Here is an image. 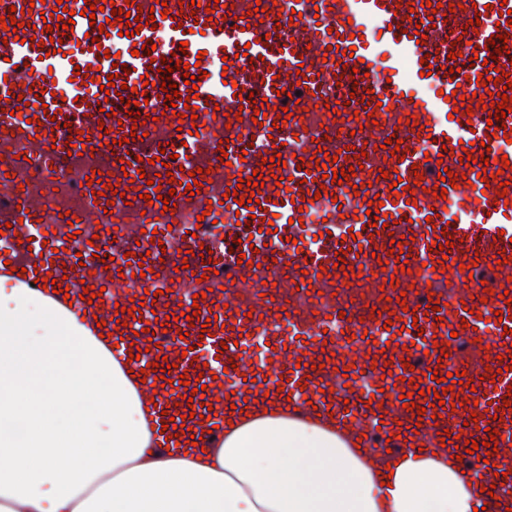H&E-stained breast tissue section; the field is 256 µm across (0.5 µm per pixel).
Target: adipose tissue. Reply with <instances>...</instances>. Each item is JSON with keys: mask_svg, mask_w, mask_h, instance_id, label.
I'll use <instances>...</instances> for the list:
<instances>
[{"mask_svg": "<svg viewBox=\"0 0 512 512\" xmlns=\"http://www.w3.org/2000/svg\"><path fill=\"white\" fill-rule=\"evenodd\" d=\"M225 416L216 443L154 451L138 374L58 302L0 286V512H473L448 456L384 474L322 414Z\"/></svg>", "mask_w": 512, "mask_h": 512, "instance_id": "1", "label": "adipose tissue"}]
</instances>
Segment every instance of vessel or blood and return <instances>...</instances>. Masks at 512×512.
Wrapping results in <instances>:
<instances>
[{
    "label": "vessel or blood",
    "instance_id": "vessel-or-blood-1",
    "mask_svg": "<svg viewBox=\"0 0 512 512\" xmlns=\"http://www.w3.org/2000/svg\"><path fill=\"white\" fill-rule=\"evenodd\" d=\"M114 2L142 19L158 12L155 27L125 36L124 22L107 24L101 11L86 16L84 0H7L0 8L20 24L0 30V281L39 291L53 276L78 315L104 322L119 354L136 356L145 372L155 401L153 444L165 453L185 448L169 422L185 414L187 400L195 402L198 432L223 425L224 404L213 393L215 375L224 372L239 403L266 393L290 397L302 411L330 407L337 425L352 429L375 457L440 446L462 456V441H478L482 461L467 469L474 501L484 512H506L488 490L512 464V405L503 402L512 389L505 363L512 304L502 298L512 291V169L502 166L512 159V112L492 122L486 111L466 108L495 89L478 76L498 68L512 74V27L498 11L502 4L512 10V0ZM60 3L75 14L65 29L57 25ZM473 18L481 21L475 30ZM374 28L379 38L371 37ZM499 35L508 42L498 55L492 40ZM146 46L151 54H143ZM162 58L171 72L150 69ZM188 74L199 93L193 119L181 104L166 112L160 95L168 80L185 91ZM107 76L123 94L101 91ZM70 81L72 95L63 89ZM130 100L137 116L128 114ZM284 110L289 119L281 118ZM333 111L357 113L359 130L349 136L328 123ZM73 133L83 138L78 155L68 143ZM390 136L401 140L405 157L386 152ZM302 152L307 160H299ZM467 153L473 164L463 162ZM329 154L336 169L357 172L324 190L317 163ZM277 155L286 166L276 174L266 160ZM444 169L458 174L457 183L441 180ZM94 172L99 181L87 183ZM484 172L490 182L481 181ZM255 173L261 186H247ZM195 181L202 189L193 196L186 186ZM109 183L120 196L106 191ZM167 184L175 190L169 209L154 197ZM436 187L445 198L434 197ZM236 192L244 204L234 202ZM375 199L388 227L368 213ZM304 212L318 215L315 227L299 223ZM275 214L277 231L264 232ZM444 232L455 240L446 256L432 246ZM307 234L313 246L296 247ZM115 237L129 239L127 250H109ZM395 240L401 251H392ZM404 259L433 268L428 300L402 272ZM340 260L389 297L374 318L340 326L333 307L314 330L267 297L247 309L224 301L225 288L277 279L304 296L319 283L345 287ZM477 262L491 267L495 281L484 303L461 278V266ZM378 267L385 275H375ZM88 287L100 289L101 299L84 301ZM184 290L201 293L199 306L181 304ZM393 312L398 320H390ZM498 313L507 333L483 349L470 387L459 389L457 367L441 350L454 338H485ZM263 326L272 331L269 346L248 352V337ZM145 328L167 334L171 345L139 356L135 334ZM340 331L349 338L342 347ZM417 352L424 367L408 369ZM151 362L157 368L150 372ZM336 369L346 391L326 389L325 376ZM183 375L201 378L203 390L180 384ZM405 391L414 409L404 408ZM438 391L445 394L440 405ZM403 419L409 431L401 430ZM369 426L388 446L367 437ZM492 428L497 437L489 436ZM492 438L493 453L485 447Z\"/></svg>",
    "mask_w": 512,
    "mask_h": 512
}]
</instances>
